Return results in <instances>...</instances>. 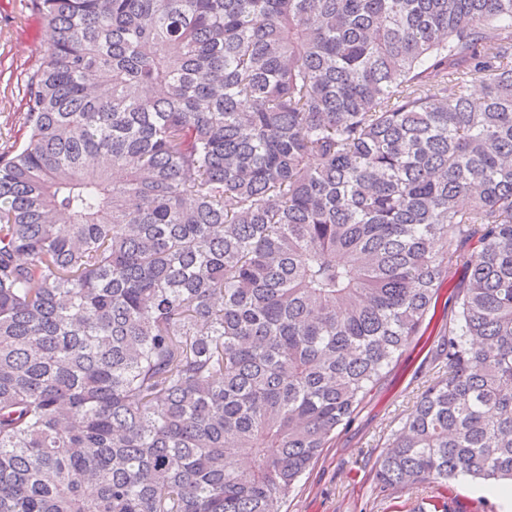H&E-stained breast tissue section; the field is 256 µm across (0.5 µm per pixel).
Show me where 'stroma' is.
Returning <instances> with one entry per match:
<instances>
[{
  "label": "stroma",
  "mask_w": 512,
  "mask_h": 512,
  "mask_svg": "<svg viewBox=\"0 0 512 512\" xmlns=\"http://www.w3.org/2000/svg\"><path fill=\"white\" fill-rule=\"evenodd\" d=\"M46 28L28 0H0V152L21 140L26 83L40 66ZM448 314L437 308L420 337L380 385L370 392L348 425L339 427L317 460L281 505V512H416L433 497L452 512H512L484 491L479 479L461 476L447 486L380 491L376 472L391 434L400 429L426 388L447 378L440 351Z\"/></svg>",
  "instance_id": "35a3bbf8"
}]
</instances>
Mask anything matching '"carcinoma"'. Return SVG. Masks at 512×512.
<instances>
[{
  "label": "carcinoma",
  "instance_id": "1",
  "mask_svg": "<svg viewBox=\"0 0 512 512\" xmlns=\"http://www.w3.org/2000/svg\"><path fill=\"white\" fill-rule=\"evenodd\" d=\"M30 5L0 512H280L454 264L377 480L512 485V0Z\"/></svg>",
  "mask_w": 512,
  "mask_h": 512
}]
</instances>
